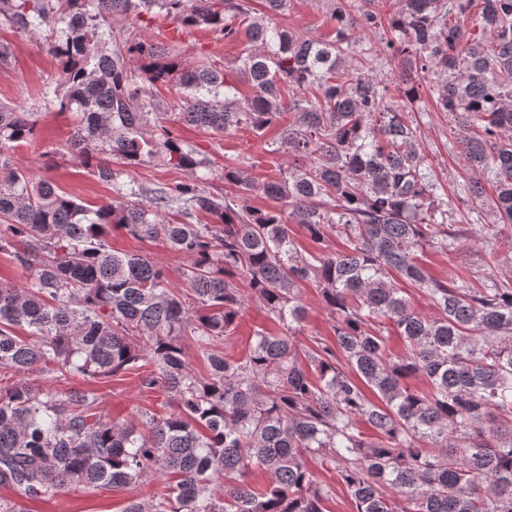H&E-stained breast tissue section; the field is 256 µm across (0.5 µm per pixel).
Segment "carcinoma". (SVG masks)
I'll return each mask as SVG.
<instances>
[{
	"label": "carcinoma",
	"instance_id": "carcinoma-1",
	"mask_svg": "<svg viewBox=\"0 0 512 512\" xmlns=\"http://www.w3.org/2000/svg\"><path fill=\"white\" fill-rule=\"evenodd\" d=\"M382 19L357 0H333L335 36L303 37L273 25L288 0H0V21L45 35L58 78L43 96L75 115L71 153L118 184L124 168L158 159L188 174L91 209L49 179L14 167L9 150L33 139V112L0 105V251L33 268L19 288L0 280V485L37 500L72 485L112 492L154 474L175 485L124 512H326L330 490L309 460L336 471L354 512H512V288L494 272L434 278L418 248L452 252L460 203L494 188L492 240L512 228V0H399ZM480 6V33L467 23ZM181 28H207L247 44L239 100L216 65H186L170 49L114 30V16L155 12ZM380 45L351 42L350 31ZM389 58L404 78L391 86L365 72ZM433 80L453 117L448 142L478 174L463 194L439 192L417 129L401 107L416 97L411 75ZM185 91L181 121L219 134L258 135L291 114L290 162L248 204L255 185L224 168L235 197L205 191L207 161L154 120L145 84ZM118 167H112V164ZM177 207L183 222L162 213ZM298 224L322 250L299 254ZM119 226L161 237L187 257L186 292L158 262L111 249ZM335 234L345 249L330 251ZM423 290L435 310L417 313L394 278ZM314 283L334 317L336 348L296 332L306 317L301 285ZM282 325L258 331L239 358L224 337L246 297ZM405 343L395 354L381 326ZM28 329L29 336L17 330ZM208 364L188 367L187 343ZM144 370L175 412L143 424L114 419L89 389L52 392L28 382L38 368L68 379ZM421 375L427 387L408 380ZM270 475L254 487V468Z\"/></svg>",
	"mask_w": 512,
	"mask_h": 512
}]
</instances>
